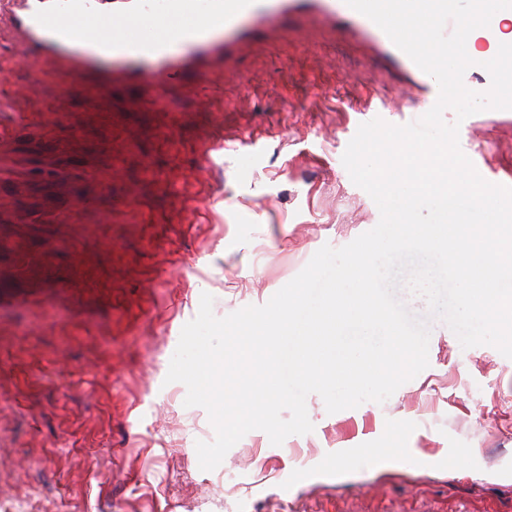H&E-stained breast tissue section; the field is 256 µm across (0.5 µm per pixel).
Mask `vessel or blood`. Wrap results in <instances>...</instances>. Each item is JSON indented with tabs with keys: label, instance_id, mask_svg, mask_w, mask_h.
I'll use <instances>...</instances> for the list:
<instances>
[{
	"label": "vessel or blood",
	"instance_id": "1",
	"mask_svg": "<svg viewBox=\"0 0 512 512\" xmlns=\"http://www.w3.org/2000/svg\"><path fill=\"white\" fill-rule=\"evenodd\" d=\"M220 26H211L214 16ZM294 15L332 28L344 38L364 42L378 58L406 79L407 104L425 114L438 98L436 81L369 18L345 0H0V23H7L15 45L40 65L76 78L75 91L89 112H108L112 100L129 96L133 107L156 108L171 87L190 84L199 96L210 92L208 77L223 66L244 40L263 32H282ZM87 26L75 37L74 23ZM52 121L24 107L22 97L0 91V184L18 189L0 197V210L26 219L21 196L70 183L76 209L88 200L80 185L56 164L33 160L22 169L16 140L45 134Z\"/></svg>",
	"mask_w": 512,
	"mask_h": 512
}]
</instances>
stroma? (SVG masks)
<instances>
[{"mask_svg": "<svg viewBox=\"0 0 512 512\" xmlns=\"http://www.w3.org/2000/svg\"><path fill=\"white\" fill-rule=\"evenodd\" d=\"M5 84L52 111L65 79L32 71L8 32ZM177 113L97 112L54 127L50 154L114 174L77 224L0 223V512H512V359L462 348L432 320L428 367L386 401L327 413L272 445L247 433L211 471L215 430L187 389L166 383L202 293L226 316L265 304L323 245L380 220L342 155L372 95L401 76L358 42L296 17L252 41L201 103ZM479 173L512 171V118L460 122ZM225 141L206 152L208 141ZM133 186L132 208L119 202ZM398 448L400 462L383 459Z\"/></svg>", "mask_w": 512, "mask_h": 512, "instance_id": "stroma-1", "label": "stroma"}]
</instances>
